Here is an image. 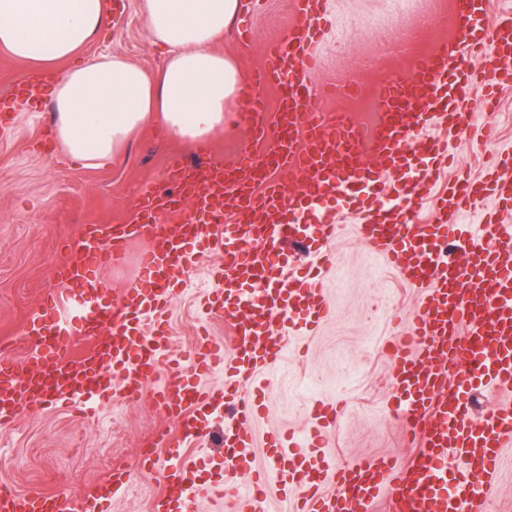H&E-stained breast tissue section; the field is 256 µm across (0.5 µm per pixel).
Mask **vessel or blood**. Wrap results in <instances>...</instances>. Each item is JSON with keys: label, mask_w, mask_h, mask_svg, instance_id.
Here are the masks:
<instances>
[{"label": "vessel or blood", "mask_w": 512, "mask_h": 512, "mask_svg": "<svg viewBox=\"0 0 512 512\" xmlns=\"http://www.w3.org/2000/svg\"><path fill=\"white\" fill-rule=\"evenodd\" d=\"M325 22L322 0H299L292 35L273 44L262 72L245 84L250 108L239 121L257 142L268 136L257 90L273 83L281 92L282 130L262 162H255L247 147L235 166L210 162L192 172L176 163L172 177L180 197L144 193L138 222L92 227L77 256L59 261L55 275L63 291L35 313L27 331L34 345L32 367L0 360V428L45 399L93 409L99 391L113 384L122 398H140L165 345L156 327L160 316L178 295L194 258L215 253L221 258L218 286L208 305L227 333L202 340L191 372L152 389L158 411L170 421L156 442L182 446L205 438L202 417L222 398L232 409L224 445L243 456L253 445L248 393L229 390L220 396L198 380L217 362L240 383L272 373L289 347L285 325L310 327L329 316L322 282L284 277L289 258L282 245L303 236L313 251H322L335 240L347 206L357 203L360 238L422 295L408 332L385 346L403 397L399 416L414 431L413 451L401 463L356 458L329 472L318 442L335 427L339 413L318 402L316 433L269 440L266 466L238 490L236 508L256 512L266 486L286 481L305 492L295 512H369L381 499L388 512H483L501 453L512 446V155L481 176L449 181L436 195L434 223H404L398 202L432 196L434 177L452 154L451 142L471 121L473 87L482 86L483 103L491 107L497 88L512 84V69L500 63L512 55V12L492 21L488 0H455L459 38L394 76L380 92L379 129L364 157L356 152L358 131L351 119L311 106L319 90L310 75L321 65L318 40ZM476 56L482 69L470 66ZM48 81L46 73L28 72L13 94L0 98V112L40 95ZM340 89L354 94L357 82L349 77L319 92L332 97ZM243 165L256 168L257 177L240 179ZM469 210L481 212V224L462 223ZM162 214L182 217L180 234L157 223ZM141 236L150 245L140 257L136 281L112 306L79 308V294L102 289L99 268L121 264L129 241ZM64 305L78 307L77 321L60 317ZM477 389L498 401L476 418L469 399ZM330 477L334 492L321 494ZM164 480L153 512H197L192 462L170 465ZM80 509L62 491L0 494V512Z\"/></svg>", "instance_id": "1"}]
</instances>
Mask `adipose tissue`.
<instances>
[{
    "instance_id": "adipose-tissue-1",
    "label": "adipose tissue",
    "mask_w": 512,
    "mask_h": 512,
    "mask_svg": "<svg viewBox=\"0 0 512 512\" xmlns=\"http://www.w3.org/2000/svg\"><path fill=\"white\" fill-rule=\"evenodd\" d=\"M157 73L119 56L80 59L105 24L106 0H0V47L40 68L69 61L52 91L55 138L75 160L99 165L156 123L200 144L223 130L226 102L241 96L239 67L218 50L241 0H141Z\"/></svg>"
}]
</instances>
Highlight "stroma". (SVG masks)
I'll use <instances>...</instances> for the list:
<instances>
[{
    "mask_svg": "<svg viewBox=\"0 0 512 512\" xmlns=\"http://www.w3.org/2000/svg\"><path fill=\"white\" fill-rule=\"evenodd\" d=\"M140 0H125L101 34L85 49L88 57L119 55L148 71H158L163 52L151 42L139 12ZM244 12L225 33L219 47L234 56L242 77L261 69L272 43L291 33L296 0H243ZM441 0H323L331 17L345 19L351 35L338 41L336 27L320 36L323 65L315 77L329 85L347 75L362 84L376 78L371 66L377 51L375 27L424 30L434 23ZM252 28L242 39L241 26ZM500 107L477 127L465 128L455 143L452 173L475 175L512 150V86L501 87ZM53 105L44 97L34 107L17 105L0 128V342L7 357L24 361L32 343L25 324L48 295L59 293L54 265L75 254L88 224H124L135 218L146 188L177 193L170 167L189 159L192 147L162 128L149 125L135 132L111 163L82 166L65 157L52 133ZM353 214H346L330 249L334 264L324 277L333 313L317 329L302 335L279 369L266 382L252 421L255 446L252 469L266 463L268 436L300 431L311 422V406L320 400L341 408L335 430L329 432L324 454L329 465L354 458L410 453L406 430L394 412L402 397L392 386L393 368L383 346L405 331L421 301L420 293L361 241ZM146 240L134 241L126 263L102 267L107 293L86 296L90 305L115 300L137 274ZM218 255L200 257L187 274L180 295L163 320L169 338L159 377L170 369L192 364L193 349L205 336L221 337L225 325L207 318L201 306L203 290L212 288L211 271ZM224 409L207 422L215 435L202 443L160 449V465L135 474L146 443L166 428L150 395L136 402L101 398L92 413L41 403L21 412L16 422L0 429V484L23 493L33 488L66 491L84 501L113 473L131 469L129 482L112 497L111 512H152L162 490V468L175 458H194L206 486L199 512H224L242 478L225 470Z\"/></svg>",
    "mask_w": 512,
    "mask_h": 512,
    "instance_id": "35a3bbf8",
    "label": "stroma"
}]
</instances>
